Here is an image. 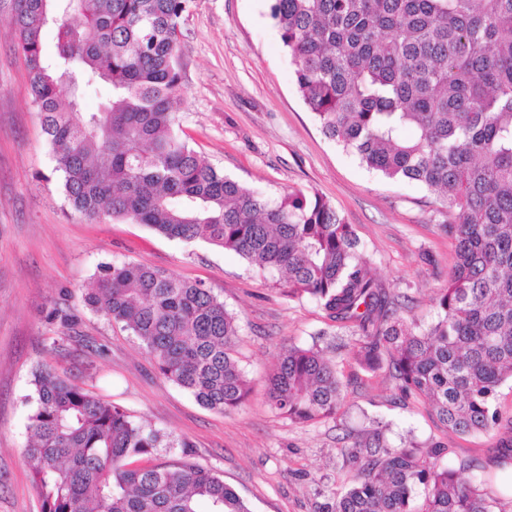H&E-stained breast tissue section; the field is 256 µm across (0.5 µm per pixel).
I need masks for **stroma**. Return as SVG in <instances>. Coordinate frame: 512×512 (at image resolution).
Wrapping results in <instances>:
<instances>
[{"label":"stroma","instance_id":"35a3bbf8","mask_svg":"<svg viewBox=\"0 0 512 512\" xmlns=\"http://www.w3.org/2000/svg\"><path fill=\"white\" fill-rule=\"evenodd\" d=\"M0 8V512H40L23 459L32 370L58 374L127 409L163 439L188 442L252 512H329L352 467L341 450L376 420L397 446L447 444L448 462H482L495 434L444 429L428 404L403 402L387 370L369 371L309 299L239 255L186 243L141 224L94 223L63 199L50 146L28 92L16 36ZM181 128L206 161L273 196L322 195L351 224L376 276L420 324L454 262L452 220L416 183L384 178L321 132L296 90L294 64L267 0H191L182 27ZM133 262L204 282L239 321L235 355L250 395L219 413L157 371L141 341L84 302L102 263ZM68 322H61V315ZM316 344L337 365L345 401L336 418L294 424L267 403V384L293 346Z\"/></svg>","mask_w":512,"mask_h":512}]
</instances>
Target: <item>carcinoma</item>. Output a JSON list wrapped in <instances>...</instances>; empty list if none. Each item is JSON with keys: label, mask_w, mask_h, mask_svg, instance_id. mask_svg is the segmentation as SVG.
Returning a JSON list of instances; mask_svg holds the SVG:
<instances>
[{"label": "carcinoma", "mask_w": 512, "mask_h": 512, "mask_svg": "<svg viewBox=\"0 0 512 512\" xmlns=\"http://www.w3.org/2000/svg\"><path fill=\"white\" fill-rule=\"evenodd\" d=\"M190 0H10L29 90L64 200L88 220L143 224L233 251L315 301L359 364L387 366L401 398L449 430L495 431L487 465L512 469V0H269L297 90L323 134L387 179L456 214L454 263L424 327L372 272L351 225L318 194L273 198L206 162L180 128L181 24ZM55 29L47 58L42 33ZM111 96L83 112L87 89ZM69 99H61L62 92ZM85 303L137 336L165 378L217 412L250 388L233 356L237 317L201 281L143 264L97 267ZM23 450L41 512H250L215 471L156 463L158 431L39 365ZM268 403L295 424L332 419L343 396L323 350L292 347ZM354 468L331 512H492L485 479L447 444L392 448L381 428L341 449ZM424 487L421 502L415 488Z\"/></svg>", "instance_id": "obj_1"}]
</instances>
